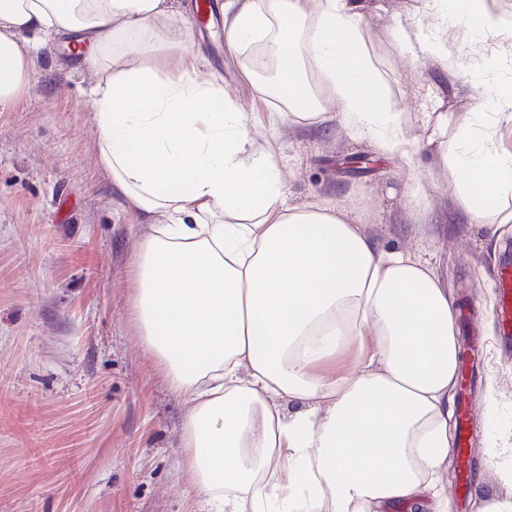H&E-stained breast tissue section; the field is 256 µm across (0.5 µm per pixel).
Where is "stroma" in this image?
<instances>
[{
    "label": "stroma",
    "instance_id": "1",
    "mask_svg": "<svg viewBox=\"0 0 512 512\" xmlns=\"http://www.w3.org/2000/svg\"><path fill=\"white\" fill-rule=\"evenodd\" d=\"M363 2L367 47L406 132L399 150L350 132L335 106L318 129L272 119L277 101L240 78L238 54L207 27L192 29L197 74L223 75L251 137L273 148L288 205L338 210L383 248L439 264L466 314L458 344L481 340L471 506L482 512L512 499L488 460L512 442V345L493 311L512 232L492 236L460 211L432 115L468 123L489 93L476 76L486 59L512 79V35L444 25L422 0ZM397 29L407 42L393 40ZM434 35L447 60L428 54ZM93 84L81 55L51 38L29 88L0 110V512H202L181 448L190 402L145 351L134 316L144 227L98 164ZM432 216L445 217V235L426 231Z\"/></svg>",
    "mask_w": 512,
    "mask_h": 512
}]
</instances>
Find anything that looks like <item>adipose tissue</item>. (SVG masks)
<instances>
[{"label": "adipose tissue", "mask_w": 512, "mask_h": 512, "mask_svg": "<svg viewBox=\"0 0 512 512\" xmlns=\"http://www.w3.org/2000/svg\"><path fill=\"white\" fill-rule=\"evenodd\" d=\"M468 30L512 33L483 0H437ZM360 0H224L241 75L293 121L328 104L352 130L405 138L367 48ZM73 38L92 68L98 163L146 224L135 256L140 333L191 407L184 461L207 512H449L456 308L437 269L388 251L334 210L287 205L271 150L236 97L196 79L172 0H0V108L35 52ZM274 49L260 79L259 42ZM178 49L169 62L168 49ZM176 73H169V66ZM442 166L468 220L512 224V155L435 116ZM372 337L354 369L319 365Z\"/></svg>", "instance_id": "adipose-tissue-1"}]
</instances>
